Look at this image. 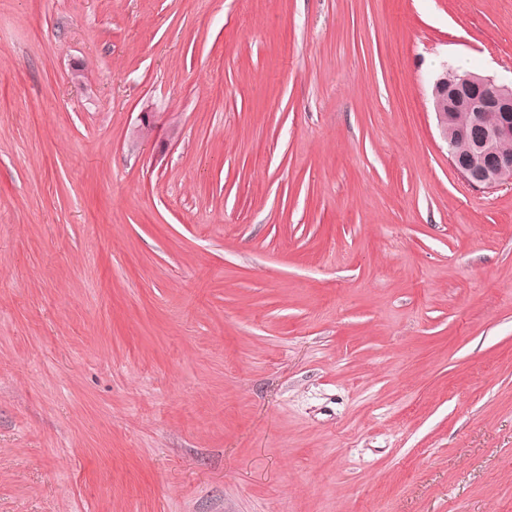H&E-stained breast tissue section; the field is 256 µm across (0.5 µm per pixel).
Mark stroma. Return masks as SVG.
<instances>
[{
	"label": "stroma",
	"instance_id": "35a3bbf8",
	"mask_svg": "<svg viewBox=\"0 0 512 512\" xmlns=\"http://www.w3.org/2000/svg\"><path fill=\"white\" fill-rule=\"evenodd\" d=\"M461 60L512 0H0V512H512Z\"/></svg>",
	"mask_w": 512,
	"mask_h": 512
}]
</instances>
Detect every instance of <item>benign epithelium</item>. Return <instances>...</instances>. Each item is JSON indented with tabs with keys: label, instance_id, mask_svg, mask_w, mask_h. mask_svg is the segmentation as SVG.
Listing matches in <instances>:
<instances>
[{
	"label": "benign epithelium",
	"instance_id": "obj_1",
	"mask_svg": "<svg viewBox=\"0 0 512 512\" xmlns=\"http://www.w3.org/2000/svg\"><path fill=\"white\" fill-rule=\"evenodd\" d=\"M432 107L454 170L477 189L512 187V82L475 72L450 80L445 68L434 81ZM485 112L498 120L485 123Z\"/></svg>",
	"mask_w": 512,
	"mask_h": 512
}]
</instances>
